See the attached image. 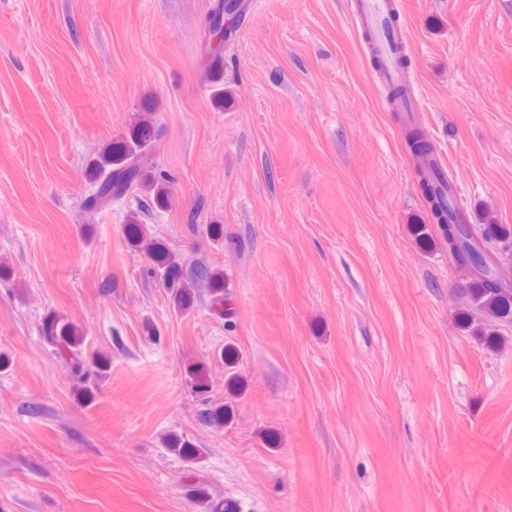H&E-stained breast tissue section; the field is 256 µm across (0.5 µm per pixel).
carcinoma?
<instances>
[{"instance_id":"cac0c4a2","label":"carcinoma","mask_w":512,"mask_h":512,"mask_svg":"<svg viewBox=\"0 0 512 512\" xmlns=\"http://www.w3.org/2000/svg\"><path fill=\"white\" fill-rule=\"evenodd\" d=\"M242 10V0H217L208 13L205 49L212 63L222 61L224 43L235 35ZM406 136L408 146L418 162L420 187L432 222L437 224L456 270L468 283L467 318L511 321L512 286L498 278V256L490 245L500 243L502 248H507L512 243V228L503 224H485L480 227L465 219L464 210L451 191L448 175L435 160L431 145L415 126L407 129ZM151 139L149 124L143 123L131 140L110 145L98 154L93 162L96 187L91 205L100 208L112 205L113 201L120 199L141 179L150 160ZM145 248L156 260L158 267L163 269V276L171 278L176 271L172 255L151 243L145 244ZM193 280L209 287L213 307L224 308V287L218 274L199 265L193 271ZM47 340L56 346L61 357L73 362L81 371L79 388L85 398H91L94 381L90 379L89 370L84 368L83 336L70 324L57 321L48 325ZM166 447L188 459L198 453L190 442L180 437L169 438Z\"/></svg>"}]
</instances>
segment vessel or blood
Wrapping results in <instances>:
<instances>
[{
    "label": "vessel or blood",
    "instance_id": "b4317fda",
    "mask_svg": "<svg viewBox=\"0 0 512 512\" xmlns=\"http://www.w3.org/2000/svg\"><path fill=\"white\" fill-rule=\"evenodd\" d=\"M391 0H355L351 24L362 49L373 62V76L379 82L409 84L410 73L400 66L396 48L404 44V27L389 28Z\"/></svg>",
    "mask_w": 512,
    "mask_h": 512
}]
</instances>
